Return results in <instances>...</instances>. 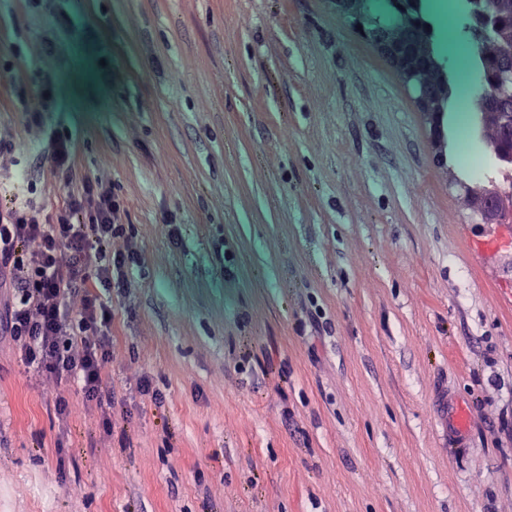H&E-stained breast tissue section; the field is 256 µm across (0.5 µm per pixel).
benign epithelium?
<instances>
[{
  "instance_id": "1",
  "label": "benign epithelium",
  "mask_w": 512,
  "mask_h": 512,
  "mask_svg": "<svg viewBox=\"0 0 512 512\" xmlns=\"http://www.w3.org/2000/svg\"><path fill=\"white\" fill-rule=\"evenodd\" d=\"M337 14L362 26L370 41L399 72L415 93L428 125L437 161L448 164V66L427 47L428 23L420 0H387L389 21L376 26L370 21V0H331ZM471 30L475 40L488 36L495 51L486 56V68L478 82L479 112L474 129L491 154L504 167H512V0H497L487 9L486 0H470ZM464 202L478 223L505 227L512 214V195L494 183L475 182L465 187Z\"/></svg>"
}]
</instances>
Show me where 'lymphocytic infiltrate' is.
I'll use <instances>...</instances> for the list:
<instances>
[{
  "mask_svg": "<svg viewBox=\"0 0 512 512\" xmlns=\"http://www.w3.org/2000/svg\"><path fill=\"white\" fill-rule=\"evenodd\" d=\"M125 205L100 177L84 178L52 212L0 210V286L11 300L0 310V337L18 346L26 378L52 395L70 418L67 392L103 408L112 389L113 296L128 297V268L139 259L125 237Z\"/></svg>",
  "mask_w": 512,
  "mask_h": 512,
  "instance_id": "1",
  "label": "lymphocytic infiltrate"
}]
</instances>
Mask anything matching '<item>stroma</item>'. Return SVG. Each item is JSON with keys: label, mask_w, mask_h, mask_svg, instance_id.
Returning a JSON list of instances; mask_svg holds the SVG:
<instances>
[{"label": "stroma", "mask_w": 512, "mask_h": 512, "mask_svg": "<svg viewBox=\"0 0 512 512\" xmlns=\"http://www.w3.org/2000/svg\"><path fill=\"white\" fill-rule=\"evenodd\" d=\"M428 5L447 56L464 14ZM448 66L443 166L328 0H0V134L45 130L0 159V206L103 174L142 251L110 436L75 391L54 419L0 339V512H512V259L463 201L501 172L472 57ZM50 167L56 175L62 177L66 184L68 175L73 170V144L69 138L51 137Z\"/></svg>", "instance_id": "stroma-1"}]
</instances>
